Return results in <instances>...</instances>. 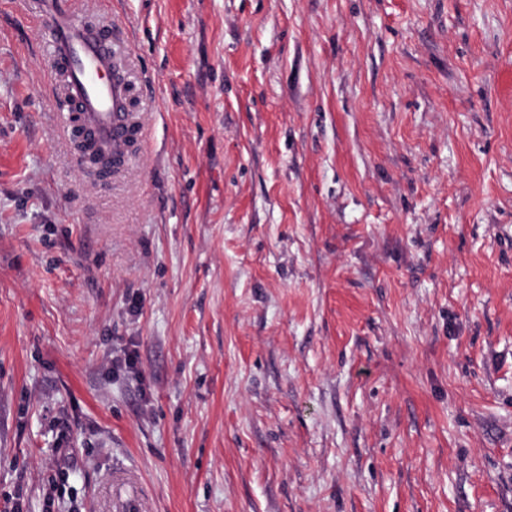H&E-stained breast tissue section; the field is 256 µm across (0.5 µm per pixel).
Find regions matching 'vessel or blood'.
I'll list each match as a JSON object with an SVG mask.
<instances>
[{"mask_svg": "<svg viewBox=\"0 0 512 512\" xmlns=\"http://www.w3.org/2000/svg\"><path fill=\"white\" fill-rule=\"evenodd\" d=\"M41 32L51 46L52 75L61 76L58 93L63 103H80L77 112H65L64 129L88 130L95 147L121 153L130 119L127 84L109 81L112 36L88 32L76 0H44Z\"/></svg>", "mask_w": 512, "mask_h": 512, "instance_id": "b4317fda", "label": "vessel or blood"}]
</instances>
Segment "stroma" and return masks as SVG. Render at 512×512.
<instances>
[{
    "instance_id": "obj_1",
    "label": "stroma",
    "mask_w": 512,
    "mask_h": 512,
    "mask_svg": "<svg viewBox=\"0 0 512 512\" xmlns=\"http://www.w3.org/2000/svg\"><path fill=\"white\" fill-rule=\"evenodd\" d=\"M78 8L145 144L0 0V512H512V0Z\"/></svg>"
}]
</instances>
